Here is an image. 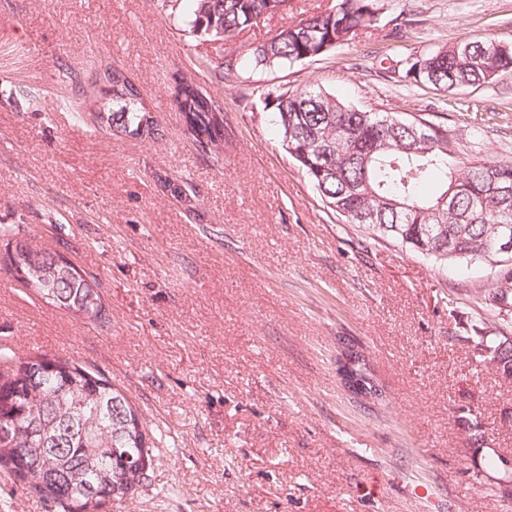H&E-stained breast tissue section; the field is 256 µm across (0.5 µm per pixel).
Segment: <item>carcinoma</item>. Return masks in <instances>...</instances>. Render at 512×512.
<instances>
[{
	"instance_id": "cac0c4a2",
	"label": "carcinoma",
	"mask_w": 512,
	"mask_h": 512,
	"mask_svg": "<svg viewBox=\"0 0 512 512\" xmlns=\"http://www.w3.org/2000/svg\"><path fill=\"white\" fill-rule=\"evenodd\" d=\"M188 2V23L202 36L226 40L261 18L285 13L292 0H169ZM382 0H336L267 42L225 61V77L314 61L376 24ZM382 70L398 82L451 92L479 87L512 69V49L496 42L459 41L421 52L384 56ZM112 110L73 112L75 121L114 134L147 138L155 121L139 89L108 66ZM178 110L197 146L221 150L224 105L191 81L182 83ZM288 151L323 201L347 224L395 239L437 262H479L495 273L485 300L512 313V161L463 152L462 139L422 115L393 117L359 108L318 88L262 90ZM15 276L46 303L112 330V314L95 275L31 244L17 243ZM479 362L512 379V339L473 341ZM343 359L356 394L375 401L383 391L366 356L347 346ZM0 469L58 512H102L145 486L157 462L146 418L109 379L79 363L47 355L19 358L0 349ZM487 464L512 481V458L492 451Z\"/></svg>"
}]
</instances>
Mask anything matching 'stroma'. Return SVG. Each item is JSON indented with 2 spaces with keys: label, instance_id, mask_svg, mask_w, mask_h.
<instances>
[{
  "label": "stroma",
  "instance_id": "stroma-1",
  "mask_svg": "<svg viewBox=\"0 0 512 512\" xmlns=\"http://www.w3.org/2000/svg\"><path fill=\"white\" fill-rule=\"evenodd\" d=\"M335 3L295 0L226 41L190 33L161 0H0V343L104 374L161 434L149 483L110 512H427L420 486L440 512H512L484 463L488 449L512 453V383L475 366L463 340L475 326L512 336V314L480 300L491 269L439 265L344 223L255 92L319 87L430 115L473 154L512 161V71L442 93L394 82L373 56L465 39L512 49V0H386L376 27L336 53L222 80L226 55ZM106 65L139 87L155 138L73 120L68 101L90 111L111 98ZM186 78L224 103L221 153L184 131ZM19 240L97 275L111 332L16 280L7 263ZM348 343L381 402L345 389ZM0 512L57 510L0 470Z\"/></svg>",
  "mask_w": 512,
  "mask_h": 512
}]
</instances>
